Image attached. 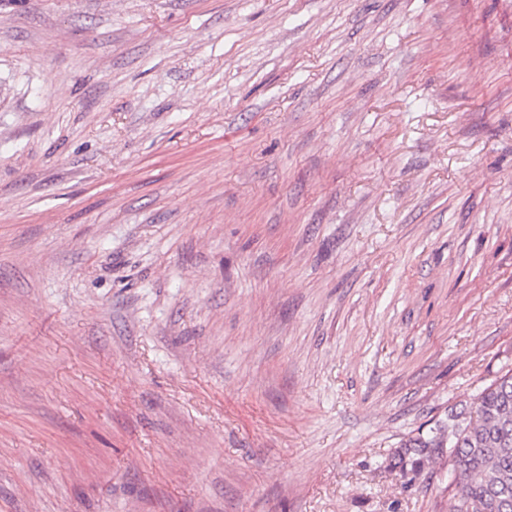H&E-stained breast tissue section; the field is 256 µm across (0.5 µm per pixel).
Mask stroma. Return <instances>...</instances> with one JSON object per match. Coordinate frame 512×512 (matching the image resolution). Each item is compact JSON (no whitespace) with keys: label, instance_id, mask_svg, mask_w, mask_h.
<instances>
[{"label":"stroma","instance_id":"1","mask_svg":"<svg viewBox=\"0 0 512 512\" xmlns=\"http://www.w3.org/2000/svg\"><path fill=\"white\" fill-rule=\"evenodd\" d=\"M512 363V0H0V512H448Z\"/></svg>","mask_w":512,"mask_h":512}]
</instances>
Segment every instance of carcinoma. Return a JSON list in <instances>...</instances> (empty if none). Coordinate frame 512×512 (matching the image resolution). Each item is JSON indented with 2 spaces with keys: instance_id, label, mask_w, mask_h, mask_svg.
Returning a JSON list of instances; mask_svg holds the SVG:
<instances>
[{
  "instance_id": "1",
  "label": "carcinoma",
  "mask_w": 512,
  "mask_h": 512,
  "mask_svg": "<svg viewBox=\"0 0 512 512\" xmlns=\"http://www.w3.org/2000/svg\"><path fill=\"white\" fill-rule=\"evenodd\" d=\"M445 454L457 486L449 512H512L511 367L474 396L473 410L405 440L395 467L419 472Z\"/></svg>"
}]
</instances>
